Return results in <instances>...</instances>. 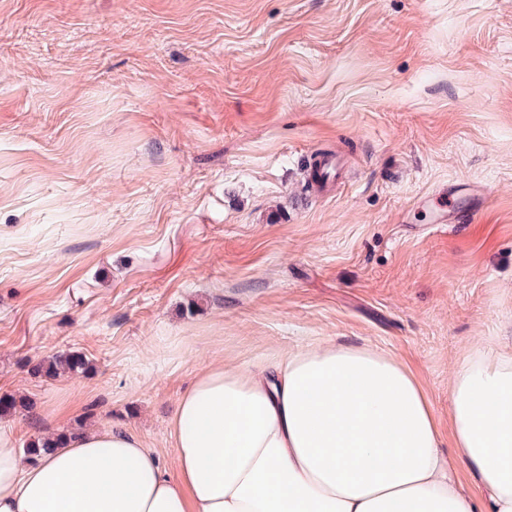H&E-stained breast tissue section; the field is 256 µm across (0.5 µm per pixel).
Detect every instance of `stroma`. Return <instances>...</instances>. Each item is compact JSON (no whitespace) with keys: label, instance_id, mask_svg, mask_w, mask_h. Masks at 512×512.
Masks as SVG:
<instances>
[{"label":"stroma","instance_id":"stroma-1","mask_svg":"<svg viewBox=\"0 0 512 512\" xmlns=\"http://www.w3.org/2000/svg\"><path fill=\"white\" fill-rule=\"evenodd\" d=\"M444 185L472 221L443 232ZM311 340L403 363L492 512L452 386L512 352V0H0V395L33 404L0 429H120L171 470L201 369ZM74 350L93 371L29 368ZM339 161L334 156L317 155L310 162V174L313 184L318 189H323L332 174L337 173Z\"/></svg>","mask_w":512,"mask_h":512}]
</instances>
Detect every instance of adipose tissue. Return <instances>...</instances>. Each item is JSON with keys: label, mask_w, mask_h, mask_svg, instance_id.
I'll return each instance as SVG.
<instances>
[{"label": "adipose tissue", "mask_w": 512, "mask_h": 512, "mask_svg": "<svg viewBox=\"0 0 512 512\" xmlns=\"http://www.w3.org/2000/svg\"><path fill=\"white\" fill-rule=\"evenodd\" d=\"M456 444L494 512H512V355L465 357ZM176 473L98 428L38 459L0 432V512H474L414 375L367 346L311 341L200 371L171 424Z\"/></svg>", "instance_id": "obj_1"}]
</instances>
